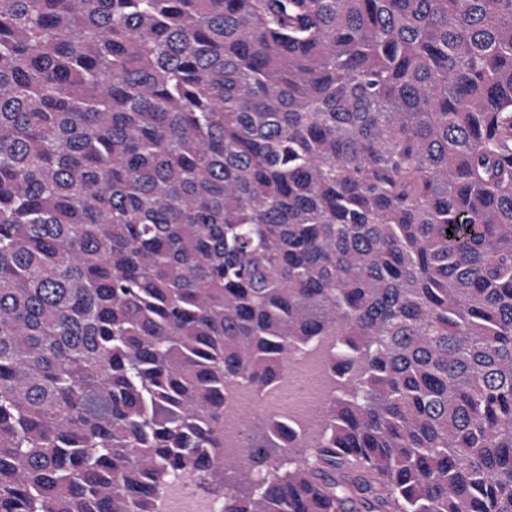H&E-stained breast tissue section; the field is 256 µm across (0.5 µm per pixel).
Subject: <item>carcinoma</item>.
Here are the masks:
<instances>
[{"mask_svg":"<svg viewBox=\"0 0 512 512\" xmlns=\"http://www.w3.org/2000/svg\"><path fill=\"white\" fill-rule=\"evenodd\" d=\"M506 128L512 0H0V512H512ZM315 365L321 379L324 377L327 363L325 358L314 350L299 348L291 357L288 375L277 389L265 395L276 399L274 405L266 404L262 410H255L245 416L253 393L245 384L237 387V400L232 402L224 419V430L230 434L239 432L245 420L254 423L264 422L270 414L281 418L302 419L317 415L323 409L326 400L323 386L319 384L317 372L311 367ZM165 512H213V501L198 500L189 486L174 483L163 498Z\"/></svg>","mask_w":512,"mask_h":512,"instance_id":"1","label":"carcinoma"}]
</instances>
